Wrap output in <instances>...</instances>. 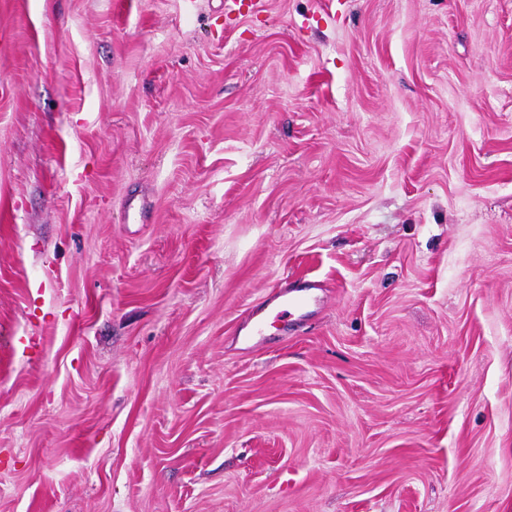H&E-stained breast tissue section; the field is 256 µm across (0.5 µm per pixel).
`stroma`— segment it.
<instances>
[{"mask_svg": "<svg viewBox=\"0 0 512 512\" xmlns=\"http://www.w3.org/2000/svg\"><path fill=\"white\" fill-rule=\"evenodd\" d=\"M0 512H512V0H0ZM314 285L306 284L298 290H279L267 297L266 308H270L269 315L278 316L289 310L301 311L307 308L312 301Z\"/></svg>", "mask_w": 512, "mask_h": 512, "instance_id": "obj_1", "label": "stroma"}]
</instances>
